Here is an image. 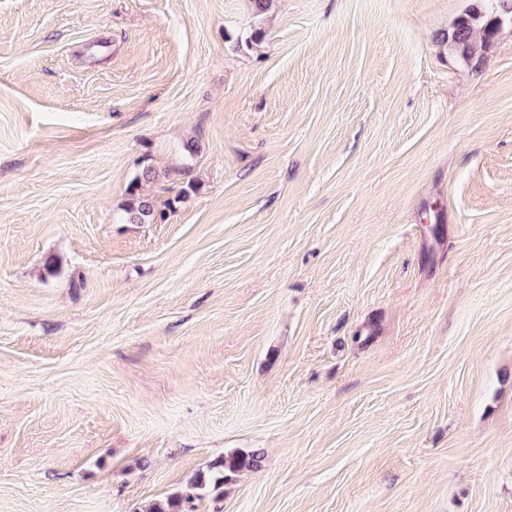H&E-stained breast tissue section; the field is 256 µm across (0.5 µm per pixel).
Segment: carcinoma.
Instances as JSON below:
<instances>
[{
  "label": "carcinoma",
  "instance_id": "1",
  "mask_svg": "<svg viewBox=\"0 0 512 512\" xmlns=\"http://www.w3.org/2000/svg\"><path fill=\"white\" fill-rule=\"evenodd\" d=\"M499 20L491 19L484 23L478 15H470L459 20L452 34L451 45L461 60L466 63L480 62L479 52L486 47L498 28ZM155 178V170L147 166L127 188V200L122 205L120 220L126 224H152L166 218L174 205L188 196L182 190L174 199L157 203L153 198L140 193L142 182ZM259 456L255 452L235 451L213 462L207 472L192 478L182 491L173 494L164 503L152 506L150 512H183V505L200 500L224 488L233 477L258 467Z\"/></svg>",
  "mask_w": 512,
  "mask_h": 512
}]
</instances>
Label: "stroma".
Here are the masks:
<instances>
[{
  "mask_svg": "<svg viewBox=\"0 0 512 512\" xmlns=\"http://www.w3.org/2000/svg\"><path fill=\"white\" fill-rule=\"evenodd\" d=\"M490 10L0 0V512L236 450L194 512H512V22L449 47ZM146 166L189 196L120 223ZM498 24V19H490L484 24L479 15H469L459 20L451 38V45L457 57L465 63L470 64L475 61V65L478 64L481 58L478 53L489 43L490 38L498 28ZM477 32L479 40L477 39Z\"/></svg>",
  "mask_w": 512,
  "mask_h": 512,
  "instance_id": "stroma-1",
  "label": "stroma"
}]
</instances>
